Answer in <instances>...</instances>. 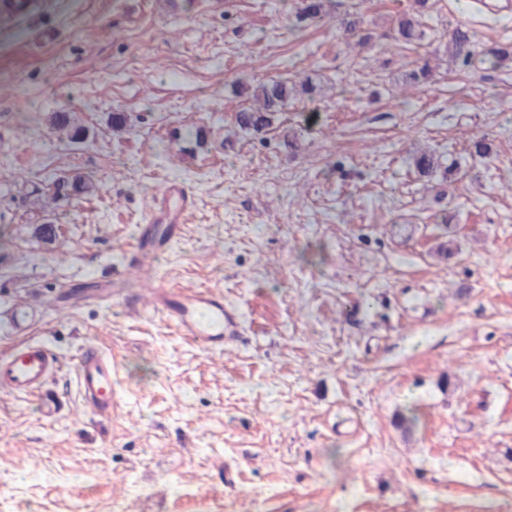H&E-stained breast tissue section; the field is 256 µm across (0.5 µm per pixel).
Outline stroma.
Segmentation results:
<instances>
[{
  "mask_svg": "<svg viewBox=\"0 0 512 512\" xmlns=\"http://www.w3.org/2000/svg\"><path fill=\"white\" fill-rule=\"evenodd\" d=\"M0 23V308L36 313L60 357L47 419L0 391V512H494L512 503V63L446 54L512 44V18L434 0H58ZM363 14L365 49L338 31ZM432 79L409 94L407 71ZM316 71L276 134L226 139L240 91ZM90 134L58 137L53 114ZM126 127L112 128L113 114ZM490 147L469 158L472 140ZM439 160L432 176L412 157ZM84 173L96 189L41 210ZM194 192L181 238L124 263L167 181ZM59 227L55 243L37 224ZM223 292L237 343L209 351L152 311L156 282ZM139 296V309L126 304ZM112 357V416L77 394V356ZM326 14L327 10L324 0H302L298 4L295 13L296 23H318L324 20ZM420 7L424 10L428 6V0H416ZM417 14H405L396 20V31L399 39L405 43H413L422 40L425 36L424 24L422 18L424 11ZM473 33L466 26L459 25L448 41V55L455 63L467 66L473 59Z\"/></svg>",
  "mask_w": 512,
  "mask_h": 512,
  "instance_id": "1",
  "label": "stroma"
}]
</instances>
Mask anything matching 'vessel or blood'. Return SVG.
I'll list each match as a JSON object with an SVG mask.
<instances>
[{
    "mask_svg": "<svg viewBox=\"0 0 512 512\" xmlns=\"http://www.w3.org/2000/svg\"><path fill=\"white\" fill-rule=\"evenodd\" d=\"M51 0H0V15L13 19L32 18L44 12ZM194 205V195L185 185L169 182L160 195L152 200L148 212L150 223L161 225L155 237H140L138 253L157 254L180 234L186 213ZM154 303L181 335L190 337L202 347L217 351L238 341L240 323L224 304L223 293L208 288L186 291L162 285L154 289ZM29 322V312L22 303L9 308L0 331L18 334ZM58 369V359L51 345L44 340L30 341L0 357V388L14 393L37 397L45 417L59 415L64 402L47 383ZM78 393L84 406L95 416L107 419L112 415L115 389L112 378V359L98 346L84 348L77 360Z\"/></svg>",
    "mask_w": 512,
    "mask_h": 512,
    "instance_id": "obj_1",
    "label": "vessel or blood"
}]
</instances>
